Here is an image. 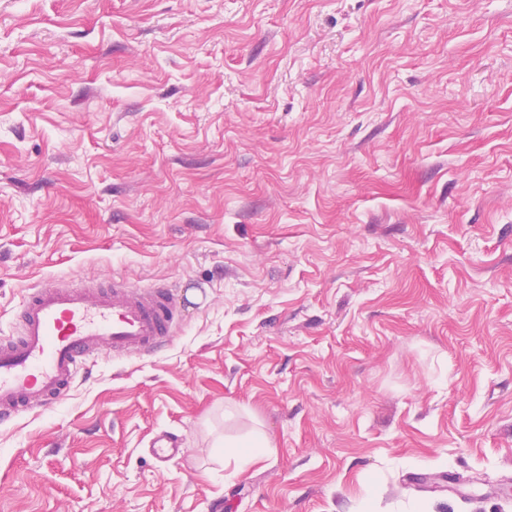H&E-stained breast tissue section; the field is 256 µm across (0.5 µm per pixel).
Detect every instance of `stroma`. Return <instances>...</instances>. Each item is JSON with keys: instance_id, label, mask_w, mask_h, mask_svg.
<instances>
[{"instance_id": "obj_1", "label": "stroma", "mask_w": 512, "mask_h": 512, "mask_svg": "<svg viewBox=\"0 0 512 512\" xmlns=\"http://www.w3.org/2000/svg\"><path fill=\"white\" fill-rule=\"evenodd\" d=\"M60 276L182 325L0 427V512H512V0H0V336ZM224 462L233 460L242 467L265 457L271 448L267 437L259 430H254L246 438L236 441L224 439ZM226 448H230L226 450ZM183 450L181 441L168 432L156 434L152 440V455L160 462L183 453Z\"/></svg>"}]
</instances>
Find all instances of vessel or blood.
I'll use <instances>...</instances> for the list:
<instances>
[{"instance_id": "1", "label": "vessel or blood", "mask_w": 512, "mask_h": 512, "mask_svg": "<svg viewBox=\"0 0 512 512\" xmlns=\"http://www.w3.org/2000/svg\"><path fill=\"white\" fill-rule=\"evenodd\" d=\"M17 328L0 336V425L47 410L72 391L86 362L151 355L171 342L180 324V302L164 283L134 287L116 280L42 283L28 288ZM178 438L156 434L152 455L166 461L181 454Z\"/></svg>"}]
</instances>
